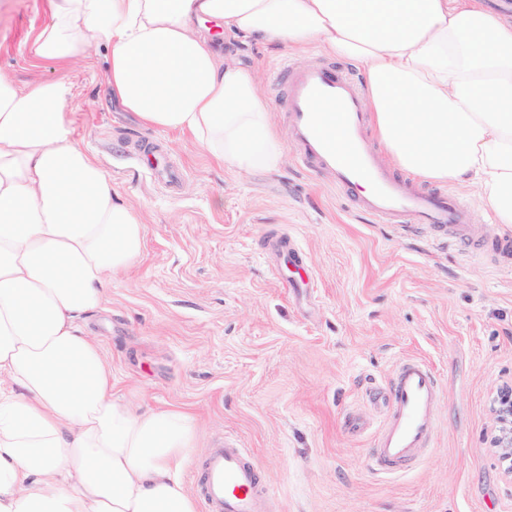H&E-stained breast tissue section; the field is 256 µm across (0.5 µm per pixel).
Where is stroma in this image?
<instances>
[{"label": "stroma", "instance_id": "35a3bbf8", "mask_svg": "<svg viewBox=\"0 0 512 512\" xmlns=\"http://www.w3.org/2000/svg\"><path fill=\"white\" fill-rule=\"evenodd\" d=\"M48 21L46 0H12L0 15V72L70 85L78 144L102 165L115 200L142 218L143 251L113 276L86 330L115 393L195 417L188 493L209 448L233 436L261 470L269 512H512V473L493 444L499 396L512 386V269L439 242L434 230L374 222L304 168L287 145L272 75L286 59L326 61L321 47L225 43L258 71L287 145L277 171L240 176L113 100L104 46L74 66L34 65L29 46ZM144 142L182 172L179 190L145 171ZM444 189L468 202L473 239L505 233L477 194ZM274 234L288 235L300 263L274 262ZM407 357L439 377L438 428L421 462L382 478L370 449L383 411L369 395ZM351 416L359 431L348 430Z\"/></svg>", "mask_w": 512, "mask_h": 512}]
</instances>
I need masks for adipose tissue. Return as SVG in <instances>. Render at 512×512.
Segmentation results:
<instances>
[{
    "instance_id": "adipose-tissue-1",
    "label": "adipose tissue",
    "mask_w": 512,
    "mask_h": 512,
    "mask_svg": "<svg viewBox=\"0 0 512 512\" xmlns=\"http://www.w3.org/2000/svg\"><path fill=\"white\" fill-rule=\"evenodd\" d=\"M34 61L108 51L106 81L146 127L189 134L238 172L283 161L254 71L198 30L288 48L318 42L364 77L388 160L474 188L512 225V22L481 0H48ZM70 88L0 73V512H196L180 475L194 418L112 392L84 328L140 256L139 213L114 201L74 139Z\"/></svg>"
}]
</instances>
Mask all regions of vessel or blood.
Segmentation results:
<instances>
[{
    "label": "vessel or blood",
    "mask_w": 512,
    "mask_h": 512,
    "mask_svg": "<svg viewBox=\"0 0 512 512\" xmlns=\"http://www.w3.org/2000/svg\"><path fill=\"white\" fill-rule=\"evenodd\" d=\"M275 97L285 104L291 145L306 168L345 193L369 185V193L356 200L358 210L385 224H419L448 230L459 239L467 236L470 209L464 200L418 189L379 164L365 139L362 85L347 68L323 63L306 70L283 67ZM479 251L497 263L507 262L512 236ZM440 397L441 385L430 365L411 358L399 363L379 396L383 419L371 450L377 474L396 475L422 459L437 428ZM196 492L206 512H267L259 467L233 439L208 450Z\"/></svg>",
    "instance_id": "vessel-or-blood-1"
}]
</instances>
